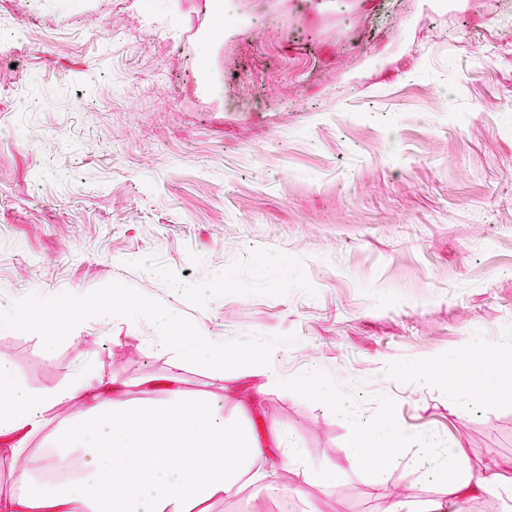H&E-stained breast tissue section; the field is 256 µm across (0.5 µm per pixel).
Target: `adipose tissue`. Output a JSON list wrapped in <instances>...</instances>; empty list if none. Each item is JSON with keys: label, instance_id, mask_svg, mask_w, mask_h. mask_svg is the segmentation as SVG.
Listing matches in <instances>:
<instances>
[{"label": "adipose tissue", "instance_id": "1", "mask_svg": "<svg viewBox=\"0 0 512 512\" xmlns=\"http://www.w3.org/2000/svg\"><path fill=\"white\" fill-rule=\"evenodd\" d=\"M443 380L460 395L479 391L494 399L512 392L511 368L487 381L464 359H451ZM139 384L145 396L133 403L117 381L86 375L67 376L52 392H32L1 363L0 457L10 459L13 483L0 494V512H74L78 504L85 512H209L214 500L236 496L245 479L274 499L302 496L301 482L275 479L280 471H299L300 457L284 448L277 431L258 434L225 422L222 403L190 397L179 374L143 377ZM71 401L76 407L53 437L43 468L56 471L72 459L81 467L66 482H47L34 476L26 441ZM406 440L389 414L357 423L354 461L371 483H380L399 463ZM461 455L458 448L424 449L421 463L436 473L440 495L421 500L420 512H464L474 495L512 501V476L488 465L458 475Z\"/></svg>", "mask_w": 512, "mask_h": 512}]
</instances>
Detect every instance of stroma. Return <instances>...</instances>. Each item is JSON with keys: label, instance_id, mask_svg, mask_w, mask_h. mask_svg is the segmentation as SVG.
I'll list each match as a JSON object with an SVG mask.
<instances>
[{"label": "stroma", "instance_id": "1", "mask_svg": "<svg viewBox=\"0 0 512 512\" xmlns=\"http://www.w3.org/2000/svg\"><path fill=\"white\" fill-rule=\"evenodd\" d=\"M222 2L215 39L213 0H0V305L121 281L210 335L297 342L218 374L94 318L51 352L0 330V354L36 392L90 370L133 401L180 372L335 463L294 512H415L423 438L512 463V395L431 373L473 337L477 369L512 363V0ZM307 376L335 403L277 383ZM385 410L411 441L374 485L352 424Z\"/></svg>", "mask_w": 512, "mask_h": 512}]
</instances>
